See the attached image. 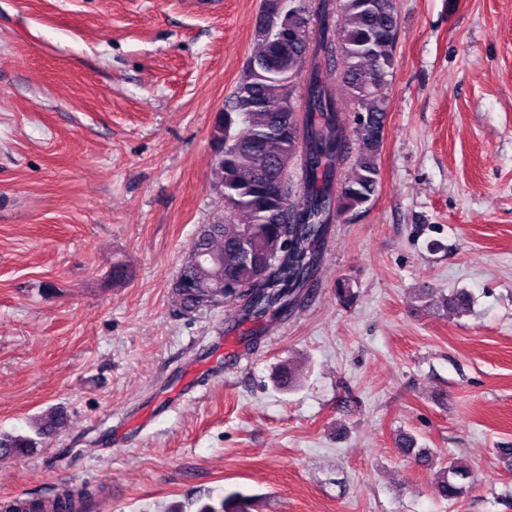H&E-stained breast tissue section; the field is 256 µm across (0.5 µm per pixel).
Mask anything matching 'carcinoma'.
Returning a JSON list of instances; mask_svg holds the SVG:
<instances>
[{"label": "carcinoma", "instance_id": "cac0c4a2", "mask_svg": "<svg viewBox=\"0 0 512 512\" xmlns=\"http://www.w3.org/2000/svg\"><path fill=\"white\" fill-rule=\"evenodd\" d=\"M311 20L330 15L319 41L303 36L288 59L269 65L272 40L282 14L263 0L255 20L257 49L210 132L214 154L211 181L222 214L193 240L194 262H184L171 285L181 313L208 309L224 285L244 300L243 319L260 322L295 307L320 261L330 221L365 212L379 184L378 156L389 98L380 92L394 68L399 27L393 0H286ZM339 71L341 89L323 71ZM306 74L304 108L294 101V81ZM357 115L360 141L349 156L346 113ZM350 171L338 179L339 170ZM67 425L50 410L35 436L0 435V454L22 455L46 443ZM404 451L423 466L438 467L436 494L448 501L465 496L470 469L456 461L436 462L428 448L408 440ZM98 493L85 487L57 491L49 500L31 499L5 512H87ZM240 492L219 500L191 501L195 512H250Z\"/></svg>", "mask_w": 512, "mask_h": 512}]
</instances>
